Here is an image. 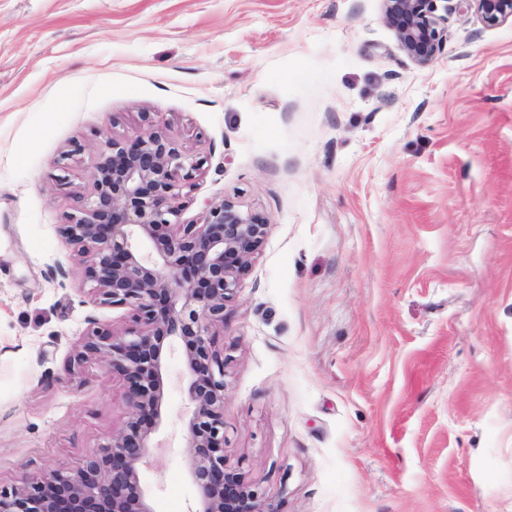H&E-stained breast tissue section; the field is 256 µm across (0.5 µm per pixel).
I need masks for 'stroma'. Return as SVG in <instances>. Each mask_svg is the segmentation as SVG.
Returning a JSON list of instances; mask_svg holds the SVG:
<instances>
[{"mask_svg":"<svg viewBox=\"0 0 512 512\" xmlns=\"http://www.w3.org/2000/svg\"><path fill=\"white\" fill-rule=\"evenodd\" d=\"M263 247L224 323V455L281 512H512V23L458 5L426 67L380 0H0V485L77 467L129 408L74 356L95 301L59 226L142 113ZM184 349L142 469L193 512Z\"/></svg>","mask_w":512,"mask_h":512,"instance_id":"1","label":"stroma"}]
</instances>
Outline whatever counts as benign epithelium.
I'll return each instance as SVG.
<instances>
[{"label": "benign epithelium", "instance_id": "benign-epithelium-1", "mask_svg": "<svg viewBox=\"0 0 512 512\" xmlns=\"http://www.w3.org/2000/svg\"><path fill=\"white\" fill-rule=\"evenodd\" d=\"M448 0H381L400 50L417 66L442 52ZM488 27L512 20V0H470ZM146 131L105 145L78 213L59 226L101 305L128 307L132 325L94 326L78 357H100L125 382L129 416L102 451L74 470L56 469L0 486V512H154L142 485L152 436L165 415L166 352L185 348L186 467L194 512H280L224 457V351L211 329L233 299L267 235V220L223 199L200 220L179 221L183 189L201 161L144 112Z\"/></svg>", "mask_w": 512, "mask_h": 512}]
</instances>
